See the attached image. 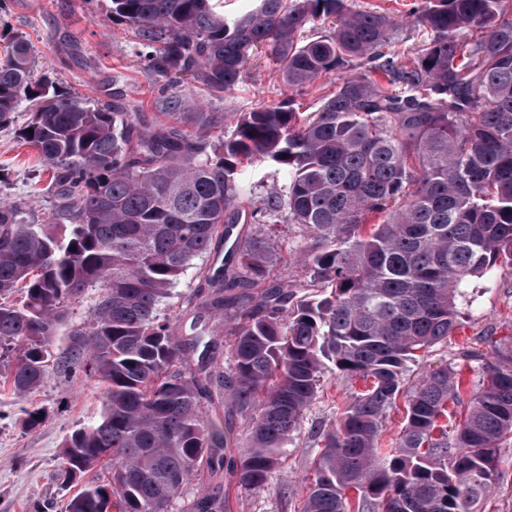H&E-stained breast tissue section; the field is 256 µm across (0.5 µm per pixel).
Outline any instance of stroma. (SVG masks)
Instances as JSON below:
<instances>
[{"label": "stroma", "mask_w": 512, "mask_h": 512, "mask_svg": "<svg viewBox=\"0 0 512 512\" xmlns=\"http://www.w3.org/2000/svg\"><path fill=\"white\" fill-rule=\"evenodd\" d=\"M357 10H382L399 22L397 49L412 53L426 39L415 12L422 0H349ZM33 45L35 79L53 81L59 91L84 102L112 99L113 84H122L140 111H161L164 97L189 95L212 112H241L251 105H274L295 96L301 111H317L336 87L335 74L315 80L297 93L284 86L277 63L261 53L248 65L242 81L221 94L210 93L189 79L172 80L150 70L139 56L134 30L112 16L111 0H7L0 13V49L15 34ZM0 172L6 174L0 195L21 205L30 224L43 223L49 199L44 193L49 170L35 149L19 141L12 129H0ZM281 250L270 268L271 282H292L297 277L296 253L307 243L304 229L278 224L272 228ZM472 304L462 324L432 355L411 366L410 376L445 363L462 367L465 378L478 376L483 357L496 342L512 338V277H499L491 288L474 289ZM9 365L0 361V512H33L36 505L52 503L62 508L77 492V485H61L55 473L62 466L61 445L77 428L99 420L102 385L97 378L70 382L52 377L24 400L10 389ZM361 381L346 382L325 373L316 400L305 414L285 450V461L264 487L244 489L232 477L224 479L230 512H300L314 478V461L324 434L331 431L350 396ZM41 414L32 429L23 427L27 406ZM498 479L479 512H512V436L498 451Z\"/></svg>", "instance_id": "35a3bbf8"}]
</instances>
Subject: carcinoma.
<instances>
[{
	"label": "carcinoma",
	"mask_w": 512,
	"mask_h": 512,
	"mask_svg": "<svg viewBox=\"0 0 512 512\" xmlns=\"http://www.w3.org/2000/svg\"><path fill=\"white\" fill-rule=\"evenodd\" d=\"M112 15L149 69L213 93L263 49L290 89L333 71L337 81L308 114L290 97L225 114L172 96L165 124L122 93L89 106L33 82L30 43L8 44L0 129L34 103L19 137L51 170L54 201L45 223L28 224L0 200V359L21 398L53 373L104 384L101 417L64 440L57 478L71 485L103 461L112 475L62 512H172L194 472L218 474L236 447L226 404L249 421L231 476L267 484L329 363L366 388L324 435L302 512H475L512 435V339L483 362L451 429L456 367L407 372L459 327L473 281L512 270V0H424L430 38L407 60L388 51L398 21L348 0H258L232 19L215 0H112ZM319 21L328 33L304 37ZM257 165L283 175L278 189L256 193L246 171ZM244 213L306 230L294 284L265 283L279 249L266 233L234 234ZM224 242L218 266L200 268L179 337L160 302ZM88 288L90 313L54 359L65 306ZM214 318L234 338L227 373ZM400 398L402 431L382 448ZM188 512H226L223 487Z\"/></svg>",
	"instance_id": "obj_1"
}]
</instances>
